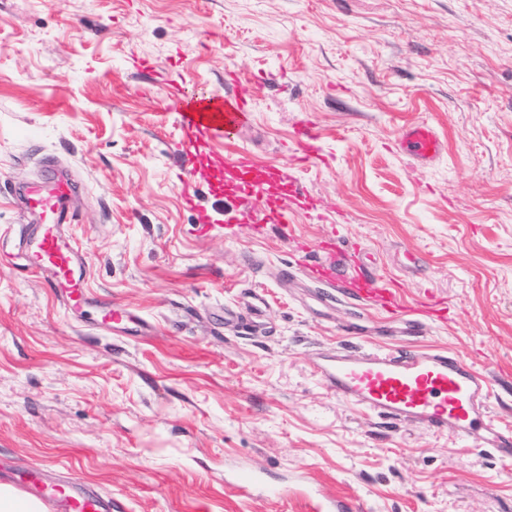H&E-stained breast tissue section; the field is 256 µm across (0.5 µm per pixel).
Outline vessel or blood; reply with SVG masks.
<instances>
[{"mask_svg": "<svg viewBox=\"0 0 512 512\" xmlns=\"http://www.w3.org/2000/svg\"><path fill=\"white\" fill-rule=\"evenodd\" d=\"M253 80L235 73L224 78V93L206 99L187 98L182 83L172 82L169 95L178 102L176 124L182 150L179 192L195 214L201 233L210 234L212 214L199 203L200 189L215 201H223L224 189L236 185L239 196L233 205L236 219L251 235H264L268 225L291 223L297 209L313 211L316 199L298 189L291 170L260 162L246 147L231 157L214 151L216 140L231 137L252 117ZM319 135L314 126L302 124L295 133L297 163L316 153ZM402 150L413 159H434L442 142L427 122L402 126ZM70 180L38 181L26 189L27 209L35 222L28 227L25 260L57 288L65 304L75 310L88 304L83 289L86 261L65 232L70 215ZM361 252L348 251L339 240L329 238L319 261L305 266L308 278L326 286H342L349 294L375 300L391 313L405 310L399 288L379 277L363 274ZM109 323L134 324L145 330L147 322L127 308L108 302L101 306ZM314 368L337 397L348 404L394 420L413 423L435 432L452 431L477 448H491L512 458V430L496 422L491 410L488 379L448 351L414 348L343 349L319 355ZM0 483L15 484L20 492L42 500L49 512H114L112 499L89 496L80 483L61 485L34 480L15 482L0 473ZM302 504L305 512H361L358 496L349 490L325 494V479L312 475Z\"/></svg>", "mask_w": 512, "mask_h": 512, "instance_id": "1", "label": "vessel or blood"}]
</instances>
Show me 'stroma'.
Returning a JSON list of instances; mask_svg holds the SVG:
<instances>
[{
  "instance_id": "35a3bbf8",
  "label": "stroma",
  "mask_w": 512,
  "mask_h": 512,
  "mask_svg": "<svg viewBox=\"0 0 512 512\" xmlns=\"http://www.w3.org/2000/svg\"><path fill=\"white\" fill-rule=\"evenodd\" d=\"M229 69L258 79L233 143L295 165L308 121L327 157L295 166L318 210L259 239L198 235L177 190L167 83L206 95ZM408 120L440 136L433 163L399 151ZM55 170L90 290L149 333L73 313L23 267L20 194ZM331 232L447 321L406 335L309 282L287 239L313 261ZM344 346L446 349L512 425V0H0V472L128 512H301L316 468L364 512H512V460L336 397L312 356ZM243 472L281 495L235 492Z\"/></svg>"
}]
</instances>
